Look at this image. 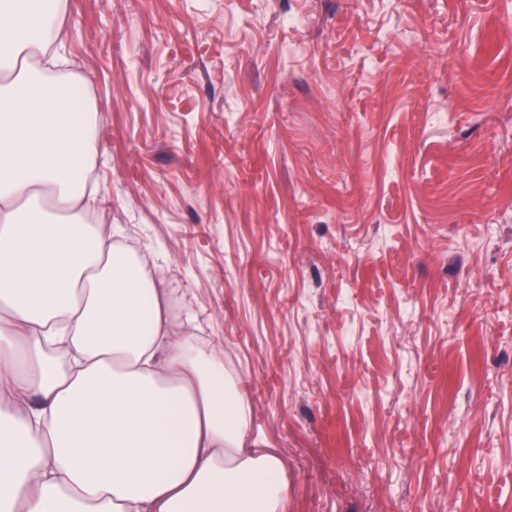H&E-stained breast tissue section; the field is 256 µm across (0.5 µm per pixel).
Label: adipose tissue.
I'll use <instances>...</instances> for the list:
<instances>
[{
    "mask_svg": "<svg viewBox=\"0 0 512 512\" xmlns=\"http://www.w3.org/2000/svg\"><path fill=\"white\" fill-rule=\"evenodd\" d=\"M69 0H0V512H287L282 460L89 193Z\"/></svg>",
    "mask_w": 512,
    "mask_h": 512,
    "instance_id": "obj_1",
    "label": "adipose tissue"
}]
</instances>
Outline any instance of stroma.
<instances>
[{
  "mask_svg": "<svg viewBox=\"0 0 512 512\" xmlns=\"http://www.w3.org/2000/svg\"><path fill=\"white\" fill-rule=\"evenodd\" d=\"M100 203L287 512H512V0H70Z\"/></svg>",
  "mask_w": 512,
  "mask_h": 512,
  "instance_id": "obj_1",
  "label": "stroma"
}]
</instances>
